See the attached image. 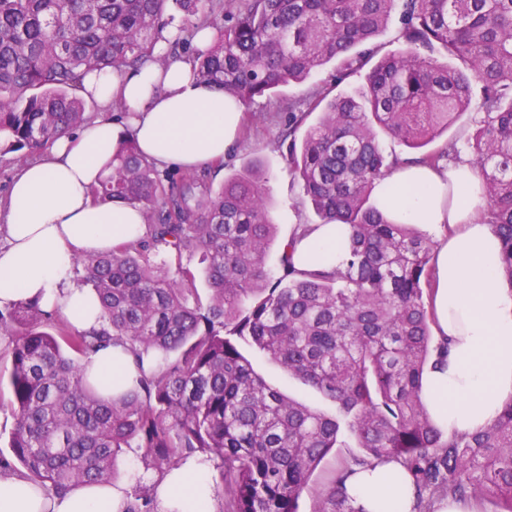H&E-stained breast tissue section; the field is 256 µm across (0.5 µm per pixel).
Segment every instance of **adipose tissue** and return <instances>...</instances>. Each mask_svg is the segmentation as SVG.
<instances>
[{"mask_svg": "<svg viewBox=\"0 0 512 512\" xmlns=\"http://www.w3.org/2000/svg\"><path fill=\"white\" fill-rule=\"evenodd\" d=\"M193 69L183 57L164 69L147 61L86 76L85 97L106 108L121 103L126 115L87 120L12 180L10 208L0 225V306L33 300L61 313L77 331L100 327V301L75 281L76 259L148 232L138 205L91 196L122 133L132 130L140 153L158 168L184 170L223 160L240 135L243 106L197 81ZM480 183L477 169L462 157L437 168L398 165L373 192L391 221L419 224L437 236L432 306L448 356L427 374L425 392L435 421L455 433L474 432L512 398V293L499 283V238L479 218L485 205ZM395 185L405 189L396 199L390 196ZM349 241L345 224L299 225L291 238L292 263L305 272L336 271L345 265ZM86 369L113 384L133 372L134 363L117 342L93 354ZM207 471L206 464L191 460L151 477L157 512H193L194 503L211 504ZM348 491L365 512H411L413 506V490L394 462L359 471ZM127 500L123 484L55 495L25 477L0 475V512H124Z\"/></svg>", "mask_w": 512, "mask_h": 512, "instance_id": "1", "label": "adipose tissue"}]
</instances>
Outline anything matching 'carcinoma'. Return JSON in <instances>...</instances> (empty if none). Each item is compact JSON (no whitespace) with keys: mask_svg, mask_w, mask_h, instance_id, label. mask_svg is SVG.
<instances>
[{"mask_svg":"<svg viewBox=\"0 0 512 512\" xmlns=\"http://www.w3.org/2000/svg\"><path fill=\"white\" fill-rule=\"evenodd\" d=\"M399 14L404 49L378 60L355 94L288 103V133L321 109L289 165L322 222L350 226L345 267L298 271L275 241L266 177L253 164L213 189L188 172L162 174L127 137L92 196L141 207L148 234L110 253L83 256L84 282L104 312L98 330L52 324V313L21 300L3 312L12 328L8 393L10 457L56 494L115 479L124 449L162 475L190 458L220 470L221 512H299L312 474L335 448L337 463L313 495L311 512H366L348 492L360 470L396 462L414 491L412 512L446 499H478L512 512V398L469 434L448 433L423 397L447 345L434 338L429 299L433 242L395 224L371 202L401 157L385 154L383 130L420 149L457 119L481 114L466 150L481 176L483 221L500 239L499 275L512 291V0H0V153L36 152L86 119L78 95L94 70L154 57L156 35L178 25L167 54L209 26L216 41L195 56L198 80L247 105L340 61V83L374 57L372 41ZM461 62L451 66L436 50ZM481 97L472 99V85ZM457 144L414 159L439 164ZM163 248L167 260L147 254ZM202 254L210 300L190 302ZM138 374L106 400L83 376V361L114 342ZM256 346L335 405L325 414L266 383L239 345ZM125 512H154L137 485Z\"/></svg>","mask_w":512,"mask_h":512,"instance_id":"1","label":"carcinoma"}]
</instances>
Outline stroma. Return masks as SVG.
<instances>
[{"label": "stroma", "instance_id": "obj_1", "mask_svg": "<svg viewBox=\"0 0 512 512\" xmlns=\"http://www.w3.org/2000/svg\"><path fill=\"white\" fill-rule=\"evenodd\" d=\"M336 69V64H328L313 73L305 83L288 85L282 88L279 96L258 100L248 107L246 113L249 123L245 137L212 171L211 182L217 187L246 163L257 162L262 165L268 178L270 212L277 226L279 242L287 240L298 225L318 221L311 207L302 203L300 186L289 167V139L286 135L288 104L309 98L316 92L333 97L362 88L364 73H356L340 83L336 80ZM242 352L251 361L255 371L270 384L312 407L330 410V403L316 389L288 375L258 349L246 346Z\"/></svg>", "mask_w": 512, "mask_h": 512}]
</instances>
